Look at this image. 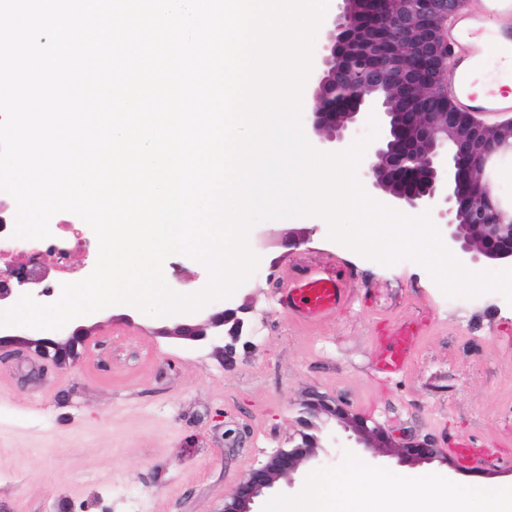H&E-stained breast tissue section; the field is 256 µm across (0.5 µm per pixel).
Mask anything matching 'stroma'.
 <instances>
[{
    "label": "stroma",
    "instance_id": "35a3bbf8",
    "mask_svg": "<svg viewBox=\"0 0 512 512\" xmlns=\"http://www.w3.org/2000/svg\"><path fill=\"white\" fill-rule=\"evenodd\" d=\"M250 247L258 269L224 302L166 317L106 307L80 317L89 334L61 364L34 356L23 330L0 326V512H222L252 468L300 443L304 404L315 396L443 451L449 439L477 437L502 461L472 471L452 458L376 457L328 422L317 435L335 434V447L281 478L258 512L340 470L374 477L395 508L412 474L434 486L512 485V307L502 294L447 296L421 263L368 258L302 217L256 225ZM312 250L347 271L397 279L400 302L355 281V301L335 319L296 323L275 288L288 280L289 255ZM165 265L179 270L167 279L173 290L198 293L210 281L208 267L187 256ZM221 305L243 320L239 341L210 325ZM396 320L420 342L408 371L388 381L373 362ZM181 322L203 336H172ZM454 341L468 350L452 360Z\"/></svg>",
    "mask_w": 512,
    "mask_h": 512
}]
</instances>
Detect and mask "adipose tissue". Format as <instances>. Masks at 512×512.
I'll list each match as a JSON object with an SVG mask.
<instances>
[{
  "instance_id": "ef3b65f1",
  "label": "adipose tissue",
  "mask_w": 512,
  "mask_h": 512,
  "mask_svg": "<svg viewBox=\"0 0 512 512\" xmlns=\"http://www.w3.org/2000/svg\"><path fill=\"white\" fill-rule=\"evenodd\" d=\"M480 510H473V503ZM272 512H512V485L489 489L458 484L439 492L414 480L400 508H390L371 481L349 474L313 478L299 496L274 503Z\"/></svg>"
}]
</instances>
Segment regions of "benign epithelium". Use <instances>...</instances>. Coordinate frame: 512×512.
Listing matches in <instances>:
<instances>
[{"label": "benign epithelium", "mask_w": 512, "mask_h": 512, "mask_svg": "<svg viewBox=\"0 0 512 512\" xmlns=\"http://www.w3.org/2000/svg\"><path fill=\"white\" fill-rule=\"evenodd\" d=\"M458 2L376 0L377 24L401 40L397 50L357 30L358 0H342L320 43L318 69L309 76V121L315 133L338 146L363 115H376L382 136L368 154L365 177L370 185L400 206L430 212L445 226L448 246L463 262L512 267V215L502 212L486 172L491 158L512 153V119L498 123L497 136L490 138L489 127L473 113L448 105L442 84L448 61L444 24ZM422 84L438 89L437 95L414 98V89ZM209 322L229 326L234 341L241 335L235 310H219ZM85 334L86 328L78 324L59 341L30 338L27 344L48 357L52 351L58 355L67 350ZM304 413L306 427H314L323 415L333 417L365 448H397L401 456L417 460L441 455L424 442L397 440L371 429L366 420L322 399L307 402ZM319 445L320 439L310 435L302 444L275 453L251 470L232 501L224 504V512H255L256 500L310 460Z\"/></svg>", "instance_id": "1"}]
</instances>
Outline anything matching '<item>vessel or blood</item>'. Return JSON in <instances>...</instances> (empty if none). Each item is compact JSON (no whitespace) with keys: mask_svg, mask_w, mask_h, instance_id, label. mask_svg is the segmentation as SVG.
<instances>
[{"mask_svg":"<svg viewBox=\"0 0 512 512\" xmlns=\"http://www.w3.org/2000/svg\"><path fill=\"white\" fill-rule=\"evenodd\" d=\"M446 36L452 49L448 94L456 108L489 121L512 115V94L472 88V79L486 57V39H493L499 54L512 60V0H466L449 18ZM350 297L347 271L340 269L332 275L319 268H304L280 290L278 303L296 321L320 324L343 311ZM417 343L406 326L393 328L388 344L375 358V373L383 377L405 373Z\"/></svg>","mask_w":512,"mask_h":512,"instance_id":"obj_1","label":"vessel or blood"}]
</instances>
